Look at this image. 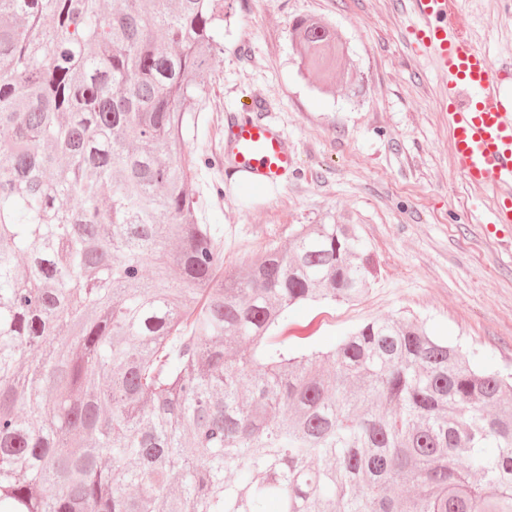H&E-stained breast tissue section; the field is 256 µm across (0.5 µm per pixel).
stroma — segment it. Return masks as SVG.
<instances>
[{
	"label": "stroma",
	"mask_w": 512,
	"mask_h": 512,
	"mask_svg": "<svg viewBox=\"0 0 512 512\" xmlns=\"http://www.w3.org/2000/svg\"><path fill=\"white\" fill-rule=\"evenodd\" d=\"M461 7L471 40L512 68V10L503 0ZM304 17L330 23L347 48L332 74L299 63L290 32ZM444 86L417 44L410 0H224V52L181 144L210 158L192 183L198 222L219 229L231 270L287 247L301 225L349 218L377 269L357 301L295 311L294 347L394 316L512 373V229L493 227L490 190L454 166ZM249 103L282 130L297 169L244 194L224 142Z\"/></svg>",
	"instance_id": "35a3bbf8"
}]
</instances>
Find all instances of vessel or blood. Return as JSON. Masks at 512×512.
Masks as SVG:
<instances>
[{
	"instance_id": "1",
	"label": "vessel or blood",
	"mask_w": 512,
	"mask_h": 512,
	"mask_svg": "<svg viewBox=\"0 0 512 512\" xmlns=\"http://www.w3.org/2000/svg\"><path fill=\"white\" fill-rule=\"evenodd\" d=\"M412 6L416 40L447 78L442 108L455 167L469 185L496 193L493 222L511 227L512 100L500 93L501 71L461 33L455 0H412ZM224 152L258 185L277 183L296 165L275 125L245 116L234 122Z\"/></svg>"
}]
</instances>
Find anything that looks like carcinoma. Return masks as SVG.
Returning <instances> with one entry per match:
<instances>
[{"label":"carcinoma","instance_id":"obj_1","mask_svg":"<svg viewBox=\"0 0 512 512\" xmlns=\"http://www.w3.org/2000/svg\"><path fill=\"white\" fill-rule=\"evenodd\" d=\"M117 2L0 0V512H512V381L394 318L283 335L368 289L355 225L224 270L178 149L224 0Z\"/></svg>","mask_w":512,"mask_h":512}]
</instances>
